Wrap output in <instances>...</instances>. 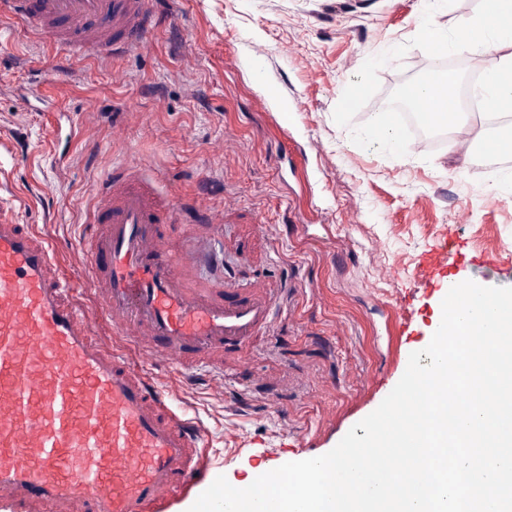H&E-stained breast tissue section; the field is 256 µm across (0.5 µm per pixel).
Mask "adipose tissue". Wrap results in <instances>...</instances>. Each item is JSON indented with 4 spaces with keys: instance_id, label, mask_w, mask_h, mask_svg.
I'll list each match as a JSON object with an SVG mask.
<instances>
[{
    "instance_id": "obj_1",
    "label": "adipose tissue",
    "mask_w": 512,
    "mask_h": 512,
    "mask_svg": "<svg viewBox=\"0 0 512 512\" xmlns=\"http://www.w3.org/2000/svg\"><path fill=\"white\" fill-rule=\"evenodd\" d=\"M430 40L449 55H466L482 62L492 56L491 66L483 64L481 88L484 100L500 124L492 140L512 144V0H481L477 13L455 30L438 26L428 29ZM404 99L434 102L433 118L461 131L469 124V114L460 104L454 79L438 88L431 78H423L402 87Z\"/></svg>"
}]
</instances>
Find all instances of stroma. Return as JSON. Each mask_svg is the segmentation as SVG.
<instances>
[{
  "label": "stroma",
  "instance_id": "35a3bbf8",
  "mask_svg": "<svg viewBox=\"0 0 512 512\" xmlns=\"http://www.w3.org/2000/svg\"><path fill=\"white\" fill-rule=\"evenodd\" d=\"M150 4L163 20L151 42L102 61L61 60L0 16V206L49 237L86 307L91 190L128 159L163 195L213 214L233 200L269 235L247 274L290 296L250 370L226 365L220 393L205 376L167 377L171 408L205 433L203 468L167 510L185 512L209 478L243 487L331 451L429 344L457 280L512 287V196L488 190L482 121L454 154L393 151L372 133L388 95L431 72L428 24L455 28L480 0H450L431 21L420 0ZM449 235L458 265L420 284Z\"/></svg>",
  "mask_w": 512,
  "mask_h": 512
}]
</instances>
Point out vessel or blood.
<instances>
[{"mask_svg": "<svg viewBox=\"0 0 512 512\" xmlns=\"http://www.w3.org/2000/svg\"><path fill=\"white\" fill-rule=\"evenodd\" d=\"M0 15L48 35L74 57L144 46L159 19L149 0H0ZM90 265L95 309L81 307L49 241L0 215V504L13 512H165L195 479L203 430L179 416L148 365L193 355L251 361L286 294L256 279L203 281L210 241L176 249L191 200L163 196L135 162L92 193ZM450 238L417 269L430 280L457 260ZM126 338L140 368L97 337V322Z\"/></svg>", "mask_w": 512, "mask_h": 512, "instance_id": "vessel-or-blood-1", "label": "vessel or blood"}]
</instances>
